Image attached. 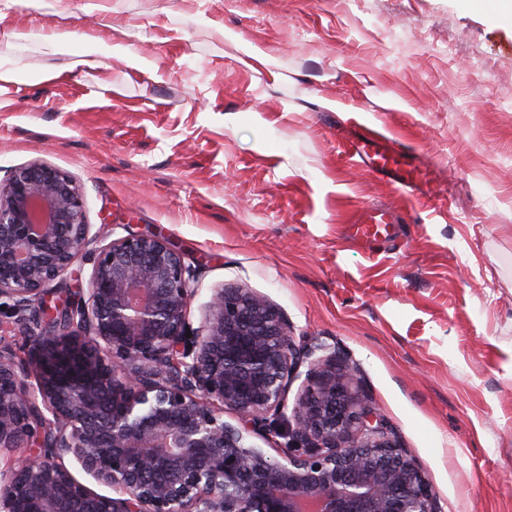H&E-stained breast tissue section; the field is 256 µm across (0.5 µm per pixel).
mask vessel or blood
I'll return each mask as SVG.
<instances>
[{
	"label": "vessel or blood",
	"instance_id": "1",
	"mask_svg": "<svg viewBox=\"0 0 512 512\" xmlns=\"http://www.w3.org/2000/svg\"><path fill=\"white\" fill-rule=\"evenodd\" d=\"M348 150L368 172L387 181L398 193L414 195L427 191L428 175L414 163L411 151L384 134L365 129L351 138ZM405 221L402 211L367 207L352 216L350 224L354 237L368 242Z\"/></svg>",
	"mask_w": 512,
	"mask_h": 512
}]
</instances>
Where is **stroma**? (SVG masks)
Listing matches in <instances>:
<instances>
[{
	"mask_svg": "<svg viewBox=\"0 0 512 512\" xmlns=\"http://www.w3.org/2000/svg\"><path fill=\"white\" fill-rule=\"evenodd\" d=\"M482 3L0 0V168L70 174L99 245L168 240L200 268L192 324L238 285L336 344L443 512H512V23ZM57 28L66 51L27 39ZM365 126L428 194L353 161ZM368 205L422 221L366 243Z\"/></svg>",
	"mask_w": 512,
	"mask_h": 512,
	"instance_id": "obj_1",
	"label": "stroma"
}]
</instances>
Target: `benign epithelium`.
<instances>
[{
    "instance_id": "1",
    "label": "benign epithelium",
    "mask_w": 512,
    "mask_h": 512,
    "mask_svg": "<svg viewBox=\"0 0 512 512\" xmlns=\"http://www.w3.org/2000/svg\"><path fill=\"white\" fill-rule=\"evenodd\" d=\"M90 232L65 171L34 160L0 177V306L27 337L36 379L22 387L0 349V448H42L0 472V512H442L359 394L357 364L334 344L296 343L288 319L244 288L214 289L193 326L197 267L161 236L88 251L86 292L45 319L44 288ZM226 408L244 424L225 422ZM257 429L287 439L281 458L248 443ZM68 454L120 497L78 482Z\"/></svg>"
}]
</instances>
